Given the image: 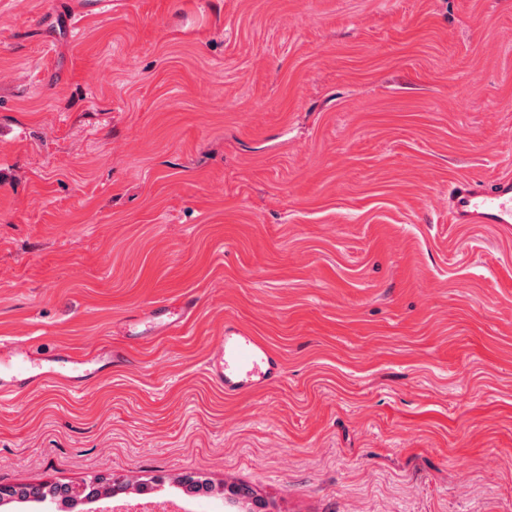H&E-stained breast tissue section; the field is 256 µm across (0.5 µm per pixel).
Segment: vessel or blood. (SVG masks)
<instances>
[{"mask_svg": "<svg viewBox=\"0 0 512 512\" xmlns=\"http://www.w3.org/2000/svg\"><path fill=\"white\" fill-rule=\"evenodd\" d=\"M448 216L453 224H501L512 226V174L491 180L467 178L448 188ZM196 303L187 298L164 307L170 328H184ZM123 350L104 345L90 357L61 356L55 365L44 366L42 358L23 344L0 341V402L6 403L19 391L60 383L73 395L84 392L83 380L94 377V364L116 365L126 362ZM209 378L225 395L236 396L279 383L286 370L281 358L266 343L234 323L224 326V335L206 362Z\"/></svg>", "mask_w": 512, "mask_h": 512, "instance_id": "1", "label": "vessel or blood"}]
</instances>
